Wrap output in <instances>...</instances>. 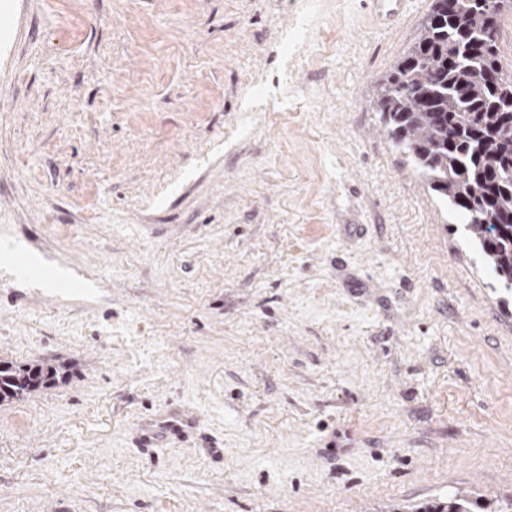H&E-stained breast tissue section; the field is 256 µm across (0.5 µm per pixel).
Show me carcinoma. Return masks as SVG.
Instances as JSON below:
<instances>
[{
  "mask_svg": "<svg viewBox=\"0 0 512 512\" xmlns=\"http://www.w3.org/2000/svg\"><path fill=\"white\" fill-rule=\"evenodd\" d=\"M432 6L381 84L375 111L428 188L463 219L496 281L512 292V72L499 48L502 0ZM58 360H0V404L53 388ZM459 491L416 512H474Z\"/></svg>",
  "mask_w": 512,
  "mask_h": 512,
  "instance_id": "cac0c4a2",
  "label": "carcinoma"
}]
</instances>
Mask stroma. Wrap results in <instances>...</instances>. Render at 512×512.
I'll use <instances>...</instances> for the list:
<instances>
[{
  "instance_id": "obj_1",
  "label": "stroma",
  "mask_w": 512,
  "mask_h": 512,
  "mask_svg": "<svg viewBox=\"0 0 512 512\" xmlns=\"http://www.w3.org/2000/svg\"><path fill=\"white\" fill-rule=\"evenodd\" d=\"M432 3L0 0V358L73 366L0 512L512 500V297L373 110ZM373 4L374 12L386 22V28L390 29L398 16H400L406 8L408 0H370ZM197 424V417L190 411L179 407L169 408L140 424L138 448L151 454L171 437L186 438L187 432L195 429Z\"/></svg>"
}]
</instances>
